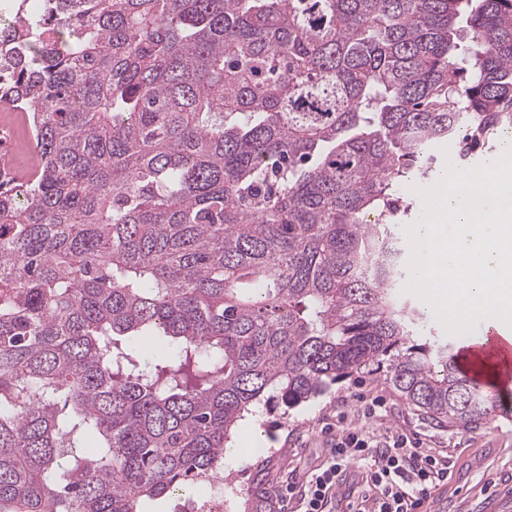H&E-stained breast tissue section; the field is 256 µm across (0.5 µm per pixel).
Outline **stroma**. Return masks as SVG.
Instances as JSON below:
<instances>
[{"instance_id":"stroma-1","label":"stroma","mask_w":512,"mask_h":512,"mask_svg":"<svg viewBox=\"0 0 512 512\" xmlns=\"http://www.w3.org/2000/svg\"><path fill=\"white\" fill-rule=\"evenodd\" d=\"M376 397L382 406L374 417H366ZM500 404L494 421L461 430L421 415L384 373L364 371L288 410L257 405L265 451L225 460L224 512H251L259 474L267 489V512H292L294 505L281 497V490L301 484L321 464L330 430L340 421L377 436L399 430L447 456L448 479L429 501L437 512H512V398H501Z\"/></svg>"}]
</instances>
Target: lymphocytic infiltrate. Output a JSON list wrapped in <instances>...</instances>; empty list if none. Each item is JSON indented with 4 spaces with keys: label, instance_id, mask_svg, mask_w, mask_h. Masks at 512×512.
Listing matches in <instances>:
<instances>
[{
    "label": "lymphocytic infiltrate",
    "instance_id": "obj_1",
    "mask_svg": "<svg viewBox=\"0 0 512 512\" xmlns=\"http://www.w3.org/2000/svg\"><path fill=\"white\" fill-rule=\"evenodd\" d=\"M328 460L306 481L297 512H329L327 500L336 490L342 467L362 470L360 501L354 512H419L437 486L448 478V459L431 448L413 445L405 433L376 440L360 429L337 427Z\"/></svg>",
    "mask_w": 512,
    "mask_h": 512
}]
</instances>
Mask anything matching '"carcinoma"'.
Returning a JSON list of instances; mask_svg holds the SVG:
<instances>
[{
	"label": "carcinoma",
	"mask_w": 512,
	"mask_h": 512,
	"mask_svg": "<svg viewBox=\"0 0 512 512\" xmlns=\"http://www.w3.org/2000/svg\"><path fill=\"white\" fill-rule=\"evenodd\" d=\"M3 96L40 160L0 178V512H144L254 404L381 366L495 418L415 339L392 226L434 144L512 126V0H42Z\"/></svg>",
	"instance_id": "cac0c4a2"
}]
</instances>
